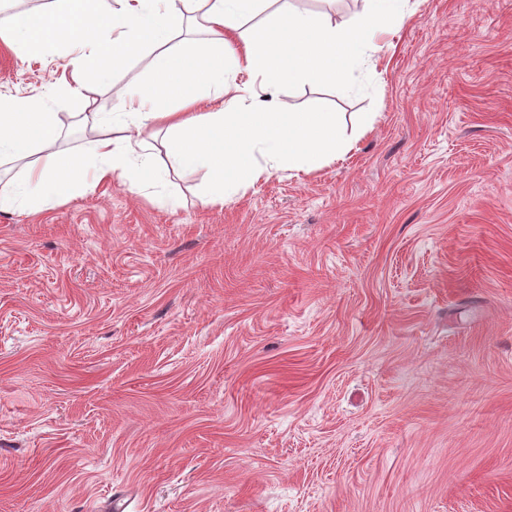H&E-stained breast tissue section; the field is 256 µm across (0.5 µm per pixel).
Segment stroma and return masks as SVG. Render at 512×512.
<instances>
[{
    "instance_id": "stroma-1",
    "label": "stroma",
    "mask_w": 512,
    "mask_h": 512,
    "mask_svg": "<svg viewBox=\"0 0 512 512\" xmlns=\"http://www.w3.org/2000/svg\"><path fill=\"white\" fill-rule=\"evenodd\" d=\"M370 91L287 86L351 156L0 213V512H512V0H409ZM136 56L89 101L151 75ZM71 55L0 96L98 136Z\"/></svg>"
}]
</instances>
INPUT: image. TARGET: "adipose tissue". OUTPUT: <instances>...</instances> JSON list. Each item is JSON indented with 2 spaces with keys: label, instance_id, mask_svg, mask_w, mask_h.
Returning a JSON list of instances; mask_svg holds the SVG:
<instances>
[{
  "label": "adipose tissue",
  "instance_id": "adipose-tissue-1",
  "mask_svg": "<svg viewBox=\"0 0 512 512\" xmlns=\"http://www.w3.org/2000/svg\"><path fill=\"white\" fill-rule=\"evenodd\" d=\"M343 21L298 9L295 0H43L0 8V41L24 57L66 48L78 67L66 93L85 101L89 81L146 50L157 51L145 83L110 112H82L101 129L94 155L73 174L59 150L52 101L0 97V166L20 177L0 182V212H33L68 203L103 182L138 187L160 178L149 164L164 149L181 167L205 172L204 196L224 204L264 175L310 173L345 157L356 137L332 112H298L280 95L294 84L340 87L356 96L380 39L401 25L405 0H362Z\"/></svg>",
  "mask_w": 512,
  "mask_h": 512
}]
</instances>
